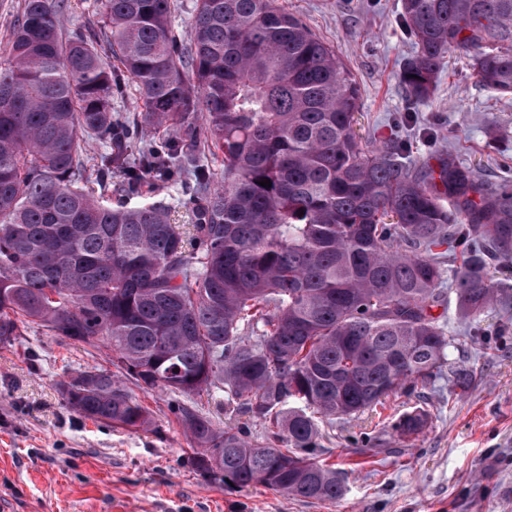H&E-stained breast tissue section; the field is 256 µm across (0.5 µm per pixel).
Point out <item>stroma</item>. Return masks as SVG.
Returning a JSON list of instances; mask_svg holds the SVG:
<instances>
[{"mask_svg":"<svg viewBox=\"0 0 512 512\" xmlns=\"http://www.w3.org/2000/svg\"><path fill=\"white\" fill-rule=\"evenodd\" d=\"M275 3L351 73L361 135L405 144L415 167H437L449 154L484 187L512 180V98L478 83L467 57L451 53L429 98L407 96L401 71L414 39L401 0ZM431 313L453 340L452 367L472 374L471 389L458 395L446 368L327 427L321 458L345 491L322 502L206 481L168 390L135 391L153 416L148 431L83 418L58 383L109 368V349L29 328L15 346H0V512H512V308L471 324L448 292ZM415 409L426 427L398 437L393 424Z\"/></svg>","mask_w":512,"mask_h":512,"instance_id":"35a3bbf8","label":"stroma"}]
</instances>
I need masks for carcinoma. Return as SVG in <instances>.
Listing matches in <instances>:
<instances>
[{
    "label": "carcinoma",
    "mask_w": 512,
    "mask_h": 512,
    "mask_svg": "<svg viewBox=\"0 0 512 512\" xmlns=\"http://www.w3.org/2000/svg\"><path fill=\"white\" fill-rule=\"evenodd\" d=\"M196 2L184 37L173 0H99L102 34L64 33L66 0H24L0 49V344L32 325L103 339L119 373L62 383L70 409L147 430L126 381L162 387L185 397L176 413L201 476L335 500L336 470L310 453L325 426L448 364L433 248L460 247L450 291L462 317L512 305L490 273L512 261V183L487 191L452 157L427 172L396 145L362 143L351 74L275 0ZM402 15L413 97L430 96L452 51L512 96V0H402ZM130 81L140 119L112 112ZM146 121L168 137L145 140ZM86 137L104 147L96 166L115 204L87 187ZM204 150L222 157L221 177ZM177 179L183 224L140 200L146 181ZM203 391L285 447L216 426L189 400ZM424 425L411 411L393 430Z\"/></svg>",
    "instance_id": "carcinoma-1"
}]
</instances>
